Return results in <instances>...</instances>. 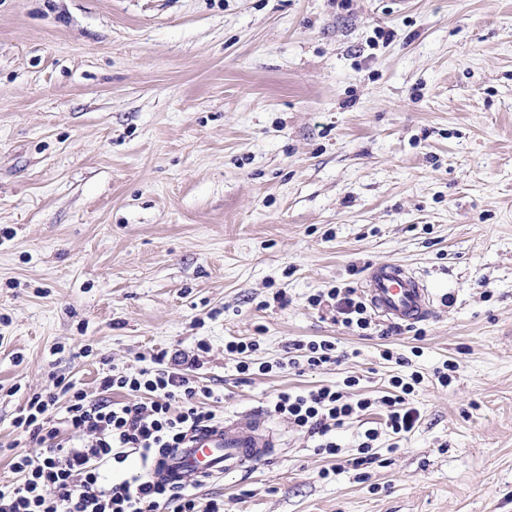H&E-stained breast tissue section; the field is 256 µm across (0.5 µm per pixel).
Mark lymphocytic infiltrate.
Returning <instances> with one entry per match:
<instances>
[{
  "instance_id": "1",
  "label": "lymphocytic infiltrate",
  "mask_w": 512,
  "mask_h": 512,
  "mask_svg": "<svg viewBox=\"0 0 512 512\" xmlns=\"http://www.w3.org/2000/svg\"><path fill=\"white\" fill-rule=\"evenodd\" d=\"M394 378L393 393L384 399L385 425L391 433H411L420 418L408 395L420 384ZM101 396L92 398L73 382L29 397L14 426L29 437L31 452L10 451L17 479L0 485V512H224L222 501L201 504L196 490L153 481L150 471L162 456L182 447L189 432L214 425L215 404L223 394L189 377L179 360L160 352L138 373L106 372ZM124 392L125 401L110 394ZM372 405L369 398H351L322 386L279 393L278 416L319 437L320 453L333 456V431ZM63 417H56L57 409ZM137 457L140 473L115 483L110 471Z\"/></svg>"
}]
</instances>
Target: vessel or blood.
<instances>
[{
	"instance_id": "obj_1",
	"label": "vessel or blood",
	"mask_w": 512,
	"mask_h": 512,
	"mask_svg": "<svg viewBox=\"0 0 512 512\" xmlns=\"http://www.w3.org/2000/svg\"><path fill=\"white\" fill-rule=\"evenodd\" d=\"M365 297L379 317L398 323L423 321L432 309L431 292L424 281L394 261L371 268ZM276 446L273 434L262 421L227 420L190 432L184 447L167 453L150 476L177 486H194L271 460Z\"/></svg>"
}]
</instances>
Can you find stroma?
<instances>
[{
  "label": "stroma",
  "mask_w": 512,
  "mask_h": 512,
  "mask_svg": "<svg viewBox=\"0 0 512 512\" xmlns=\"http://www.w3.org/2000/svg\"><path fill=\"white\" fill-rule=\"evenodd\" d=\"M388 261L430 317L346 328L327 290L363 297ZM321 339L339 363L289 366ZM233 340L257 342L252 374ZM202 341L218 420L264 419L279 448L201 501L512 512V0H0V442L29 449L12 420L59 378L95 397L102 359L135 373ZM415 371L397 438L381 401ZM350 376L373 406L338 455L273 411Z\"/></svg>",
  "instance_id": "obj_1"
}]
</instances>
